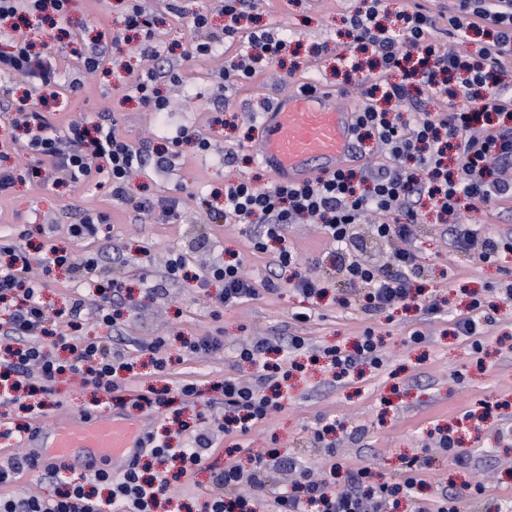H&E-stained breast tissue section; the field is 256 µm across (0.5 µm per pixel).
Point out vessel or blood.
<instances>
[{"mask_svg":"<svg viewBox=\"0 0 512 512\" xmlns=\"http://www.w3.org/2000/svg\"><path fill=\"white\" fill-rule=\"evenodd\" d=\"M257 119L263 130L259 160L275 177L301 184L343 168L353 156L354 114L340 109L320 90H300L282 97ZM146 426L101 416L62 414L46 441L49 460L66 464L71 449L82 448L105 462L120 463L140 447Z\"/></svg>","mask_w":512,"mask_h":512,"instance_id":"vessel-or-blood-1","label":"vessel or blood"}]
</instances>
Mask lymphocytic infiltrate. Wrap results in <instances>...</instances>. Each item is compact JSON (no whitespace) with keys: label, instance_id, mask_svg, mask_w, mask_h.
I'll return each mask as SVG.
<instances>
[{"label":"lymphocytic infiltrate","instance_id":"f902f5d3","mask_svg":"<svg viewBox=\"0 0 512 512\" xmlns=\"http://www.w3.org/2000/svg\"><path fill=\"white\" fill-rule=\"evenodd\" d=\"M70 0H0V77H22L27 95L21 99L0 98V110L9 112L13 128L23 130L22 152L15 164L0 166V196L10 194L16 183L29 180L59 185L65 182H93L107 186L116 203H126L131 179L152 167L167 170L181 154L183 143H194L197 150L209 151L207 138L190 128H180L165 146L151 140L138 142L120 133L110 113L98 112L81 120L58 125L55 113L28 102L30 94L50 92L52 98L66 94L59 79L60 61L55 53L36 47L32 30L46 22L48 15L65 19ZM382 0H362L347 22L354 42L373 49L382 62L380 72L366 76L365 102L356 114L353 151L357 164L301 185L272 183L259 188L241 180L224 186V214L237 224H254L258 230L249 236L252 253L264 254L272 241L280 242L279 252L267 264L262 279L250 277L243 260H217L189 273L186 252L170 251L161 274L162 282L194 277L201 292L213 283L223 290L212 299L213 313L275 294L289 287L305 305L294 312L300 323L308 322L313 309L308 302L324 292L323 280L314 267L327 263L346 282L364 286L368 312H379L398 305H414L424 314L437 313L438 307L425 303L416 278L423 267L413 249L389 252L383 264L372 265L359 259L363 243L355 233L356 224L373 218L376 238L383 241L406 239L418 221V207L430 201L439 215L451 218L453 242L473 261L489 263L502 249L512 248V238L479 234L461 223L459 210L464 200L491 204L512 200V178L498 177L503 168H512V126L487 127L480 117L512 113V95L490 91L498 76L512 67V0H455L447 17L448 36L455 46L443 49L434 40L438 20L417 0H407L399 12V28L383 25L378 15ZM257 7V0H218L217 8L226 24L221 35L209 30L205 11L186 17L194 32L190 55L205 58L218 44L234 45L246 40L245 54L232 68L218 73L222 85L254 78L257 62L276 63L286 42L269 32H244L240 21ZM482 32L487 40L475 63L462 65L461 46L472 33ZM447 99L443 114L421 113L414 123L392 118L388 105L418 106L422 96ZM374 142L387 152L388 163L377 167L364 164V145ZM456 166H449V158ZM322 224L334 248L310 259V273H298L299 254L283 246L288 225L300 220ZM108 213L96 208L81 209L79 220L70 225L69 235L86 241L90 250L82 253L46 242L29 251L32 228H23L17 238L0 240V307L9 312L0 323V403L19 404L24 400L22 385L34 384L45 395L53 394L63 373L79 377L83 385L111 395L118 406L138 409L164 406L168 389L131 390L124 376L132 365L119 348L80 338L86 305L95 308V320L118 329L124 304L123 284L115 279L101 280L102 260L112 243L103 237L109 225ZM44 272L67 268L77 280L87 282V294L72 298L68 307L52 310L41 299L42 279L34 277L33 265ZM272 341L261 340L241 347L237 355L256 367L252 381L225 378L216 387L217 398L208 406L224 409V435H245L269 414L279 410L283 396L272 391V384L287 380L284 364L269 363L265 355ZM323 358L336 381H344L363 364L381 367L385 356L372 329H365L354 350L334 345L323 348ZM180 433L189 434L187 448L171 447L166 436L151 433L141 447L144 455L169 461L177 476L191 474L205 460L213 446L210 425L181 423ZM251 469L230 462L213 476L214 490L205 512H257L261 498L273 481L274 473L288 469L294 478L273 499V512H387L398 506L400 497L413 501V512H459L464 498L477 499L486 492L476 480L462 488L442 489L434 498L416 497L417 487L425 484L419 457L405 463L398 481L379 482L370 466L345 468L331 460L310 471L295 458H281L277 449L255 453ZM346 482H339V475ZM97 482L111 485L112 495L100 499L76 485L54 497L29 495L0 496V512H156L170 493L171 477L161 472L143 477L138 462H131L119 474L97 471Z\"/></svg>","mask_w":512,"mask_h":512}]
</instances>
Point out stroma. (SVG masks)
Instances as JSON below:
<instances>
[{
	"label": "stroma",
	"instance_id": "stroma-1",
	"mask_svg": "<svg viewBox=\"0 0 512 512\" xmlns=\"http://www.w3.org/2000/svg\"><path fill=\"white\" fill-rule=\"evenodd\" d=\"M168 2L150 0L159 19L154 46L161 59L176 65L180 74L179 82L162 87L168 102L163 112L139 104L126 84L127 69L148 65L137 43L128 41L121 23L128 0H72L60 27H44L35 37L58 48L61 78L66 82L79 78L76 53L93 39H102L116 62L110 73L85 81L82 88L60 99L58 111L74 115L112 112L117 128L135 142L148 138L157 144L178 128L193 126L210 139L209 152L199 154L186 146L170 171L143 170L131 184L129 203L122 205L113 203L106 189L92 183L16 185L11 194L0 198V236L11 235L22 224H40L57 244L65 246L69 243L67 227L75 223L79 208L94 206L110 214L112 237L126 254L133 255L140 247L150 249L149 259L130 264L110 259L105 270L106 278L121 279L128 290L130 315L122 327L127 354H135L139 342L153 337L169 340L168 376H138L136 383L141 387L172 386L191 378L206 390L227 377H251L252 367L237 361L234 350L256 337L283 342L299 335L313 348L338 343L350 346L369 327L380 338L386 357L381 369H365L362 375L340 383L321 364L300 356L302 369L289 380L281 409L237 441L216 435L203 466L190 478L173 483L171 512H203L213 475L230 456L245 467L255 452L275 448L281 455L319 468L328 455L323 445L313 443V432L334 421L346 425L332 441L337 456L349 466L368 465L383 482L395 478L406 459L419 454L428 473L422 496L429 498L444 487L481 479L488 486L485 496L463 500L460 510L495 512L500 500L512 499V296L505 292L506 285L512 284V252L492 263H475L453 246L449 225L423 208L412 245L424 267L417 283L424 296L441 303L436 314L426 315L411 307L373 315L341 308L337 299L348 285L333 273L327 276V296L315 305L311 321L305 324L293 320L300 299L286 287L224 310L216 320L194 282L169 283L158 295L146 296L148 286L160 283V267L173 249L189 252L197 264L235 254L250 275L264 277L267 258L251 254L242 225L225 222L223 215L207 210L200 200L212 189L245 178L259 187L272 183L270 172L256 161L262 130L254 115L267 101L309 84L334 93L337 106L355 107L363 102L362 76L346 74L344 62L355 52L345 19L360 7L361 0H260L254 26L285 30L290 42L288 58L298 67L284 83L278 78L279 66H272L253 79L227 86L220 99L213 94L216 68L234 61V52L183 60L191 34L169 13ZM227 110L239 112L237 127L215 124V116ZM229 151L238 158L228 166L224 155ZM146 190L180 199L178 219L135 216L132 203ZM462 216L464 223L485 235L512 232V202L467 204ZM474 297L491 308L496 319L483 338L484 353L479 360L471 355L468 341L454 334L455 316ZM415 330L424 333L423 343L411 342ZM216 331L224 336L222 350L204 356L182 350L181 338ZM488 404L495 408L493 415L475 422V415ZM65 411L118 413L155 430L167 422L162 414L116 409L105 395L72 379L57 384L40 427H51ZM442 430L459 434L462 447L470 452L467 464H456L434 448ZM99 466V461L79 453L70 458L61 480L27 471L10 491L47 496L61 482L91 481Z\"/></svg>",
	"mask_w": 512,
	"mask_h": 512
}]
</instances>
